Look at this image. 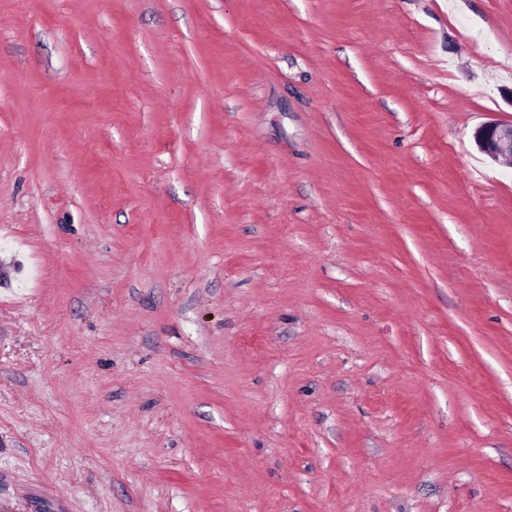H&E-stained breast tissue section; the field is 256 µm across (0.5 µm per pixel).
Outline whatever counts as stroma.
<instances>
[{"label":"stroma","instance_id":"1","mask_svg":"<svg viewBox=\"0 0 512 512\" xmlns=\"http://www.w3.org/2000/svg\"><path fill=\"white\" fill-rule=\"evenodd\" d=\"M0 0V512H512V0ZM474 139L479 149L494 160L512 164V124L489 122L475 131Z\"/></svg>","mask_w":512,"mask_h":512}]
</instances>
